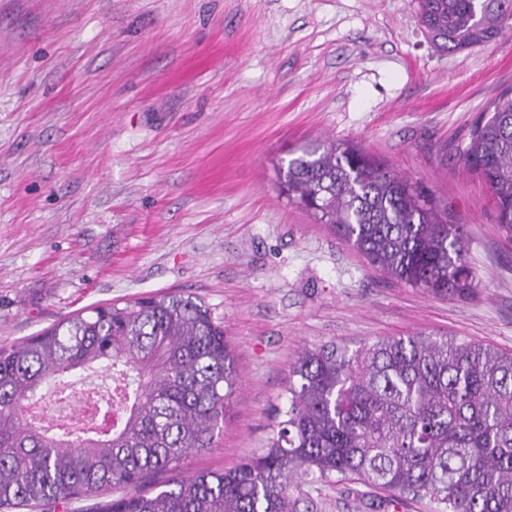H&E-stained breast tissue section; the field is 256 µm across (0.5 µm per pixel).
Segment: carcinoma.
Returning <instances> with one entry per match:
<instances>
[{
    "mask_svg": "<svg viewBox=\"0 0 512 512\" xmlns=\"http://www.w3.org/2000/svg\"><path fill=\"white\" fill-rule=\"evenodd\" d=\"M435 43L463 51L512 28V0H419ZM512 228V89L485 109L462 153ZM288 201L340 233L374 267L437 295L475 288L463 228L423 189L341 144L304 147L278 171ZM100 366L107 428L76 433L28 418L52 380ZM267 447L226 472L183 474L213 447L237 388L224 328L169 291L76 313L0 345V509L96 499L93 512H298L309 479L355 482L441 512H512V353L446 336H393L352 351L304 350ZM175 472L150 490L144 478ZM126 493L103 500L109 491Z\"/></svg>",
    "mask_w": 512,
    "mask_h": 512,
    "instance_id": "cac0c4a2",
    "label": "carcinoma"
}]
</instances>
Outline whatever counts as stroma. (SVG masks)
Segmentation results:
<instances>
[{"label": "stroma", "mask_w": 512, "mask_h": 512, "mask_svg": "<svg viewBox=\"0 0 512 512\" xmlns=\"http://www.w3.org/2000/svg\"><path fill=\"white\" fill-rule=\"evenodd\" d=\"M512 88V30L448 52L418 0H0V345L96 304L179 290L224 324L237 393L182 472L261 453L300 352L456 336L512 352V228L461 152ZM336 141L421 183L460 224L477 288L436 296L373 267L281 194ZM88 370L46 399L78 422ZM318 512H440L360 484Z\"/></svg>", "instance_id": "obj_1"}]
</instances>
